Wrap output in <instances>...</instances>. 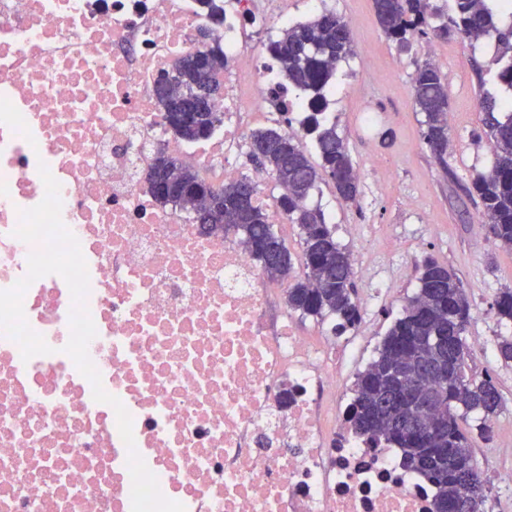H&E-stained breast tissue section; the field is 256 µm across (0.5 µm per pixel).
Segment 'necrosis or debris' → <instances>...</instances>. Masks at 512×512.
<instances>
[{"mask_svg":"<svg viewBox=\"0 0 512 512\" xmlns=\"http://www.w3.org/2000/svg\"><path fill=\"white\" fill-rule=\"evenodd\" d=\"M283 2L224 0L215 25L197 0H0V290L27 272L33 246L14 230L45 195L46 164L87 262L89 356L166 498L186 512H433L432 485L400 451L352 427L340 373L359 340L298 332L236 238L204 234L149 190L170 141L154 86L200 29L227 61L223 125L177 146L200 176L237 177L247 86L304 134L306 99L242 50L245 31L291 23ZM71 305L56 274L25 292L52 354L23 360L0 333V512H131L115 411L63 351Z\"/></svg>","mask_w":512,"mask_h":512,"instance_id":"4bbe7bcc","label":"necrosis or debris"}]
</instances>
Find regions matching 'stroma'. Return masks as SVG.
Instances as JSON below:
<instances>
[{"mask_svg": "<svg viewBox=\"0 0 512 512\" xmlns=\"http://www.w3.org/2000/svg\"><path fill=\"white\" fill-rule=\"evenodd\" d=\"M327 10L349 22L355 53L344 66L338 91L329 94L328 110L360 173L356 202L341 200L330 180H322L312 198L336 227L337 240L352 256L367 255L394 291L378 309L362 315L359 334L364 350L347 376L356 380L376 355L387 330L401 317L420 283L422 264L435 258L460 281L471 308L466 338L483 337L496 347L512 336V323H500L495 301L500 289L512 288V250L480 224L479 212L464 193L475 172L493 161L481 125V88L475 63L490 65L494 48L422 36L407 47L388 40L379 27L372 0H327ZM436 63L448 86L451 147L447 167H440L424 143L422 116L413 107L411 76L417 64ZM378 113L376 126L363 129L360 115ZM468 375L492 377L502 397L490 440L476 443L481 478L489 487L485 512H512V456L498 452L512 440V363L486 361L468 347Z\"/></svg>", "mask_w": 512, "mask_h": 512, "instance_id": "35a3bbf8", "label": "stroma"}]
</instances>
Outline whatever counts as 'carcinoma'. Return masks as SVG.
<instances>
[{
    "label": "carcinoma",
    "mask_w": 512,
    "mask_h": 512,
    "mask_svg": "<svg viewBox=\"0 0 512 512\" xmlns=\"http://www.w3.org/2000/svg\"><path fill=\"white\" fill-rule=\"evenodd\" d=\"M381 30L399 46L408 43L412 33L433 34L458 39L471 46L494 44L497 66L494 80L511 92L506 101L488 91L480 96L481 123L493 162L490 168L471 180L470 193L481 207V223L493 237L512 249V7L509 0H450L446 9L431 0H373ZM277 60L288 88L305 94L312 111L306 119V132L314 136L319 162L311 161L303 138L277 128L252 132L248 161L274 177L280 194L276 206H288L287 221L296 226L302 244V274H294L292 258L277 225L269 222L259 204L258 191L251 202L239 204L243 177L222 186L200 178L180 159L169 156L153 164L149 187L154 198L167 204L165 194L174 192L187 200L181 210L191 222L207 216L203 232L238 236L253 260L261 263L270 281H289L288 309L303 316L323 318L332 315L345 331L360 320L353 299L354 270L350 251L341 246L323 210L309 206L311 192L321 176L330 178L336 194L354 202L360 194L358 170L346 138L337 123L323 116L327 111L326 91L335 86L344 62L354 53V35L340 15L325 11L282 31L268 45ZM224 67V50L209 40L181 57L167 73L172 93L157 97L165 119L175 136L188 143L210 139L223 122L219 111L224 100L219 76ZM416 111L424 115V141L434 158L448 165V86L434 62L417 65L411 78ZM420 287L401 318L387 331L376 357L357 377V396L351 421L371 441H382L400 449L408 467L423 475L435 490L434 512H443L469 493L465 481L469 471L478 468L474 437L490 438L492 419L501 409V395L489 377L477 380L456 367L448 349L437 337L448 335L452 320L460 322L457 339L461 359H466L464 338L470 320V305L452 271L433 259L424 262ZM500 320L512 322V289L503 288L496 300ZM448 363V375L441 390L442 408L433 415L428 441L419 442L400 428L399 416L416 421L422 413L391 397L415 387L421 380V362ZM478 424L472 426L469 418Z\"/></svg>",
    "instance_id": "carcinoma-1"
}]
</instances>
